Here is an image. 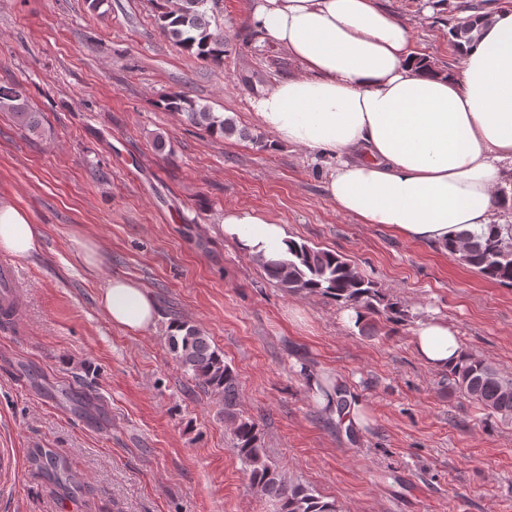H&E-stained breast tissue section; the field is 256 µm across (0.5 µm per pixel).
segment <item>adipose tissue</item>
Here are the masks:
<instances>
[{
    "mask_svg": "<svg viewBox=\"0 0 512 512\" xmlns=\"http://www.w3.org/2000/svg\"><path fill=\"white\" fill-rule=\"evenodd\" d=\"M250 19L299 67L253 98L252 115L277 141L329 158L325 192L342 213L427 245L497 223L499 189L512 178V7H490L452 71L420 62L407 27L378 0H251ZM221 229L260 261L287 259L294 240L249 208L225 210ZM41 241L28 215L0 200V250L25 261ZM101 302L131 334L158 318L128 278L108 281ZM413 343L441 372L463 353L442 319L418 323Z\"/></svg>",
    "mask_w": 512,
    "mask_h": 512,
    "instance_id": "obj_1",
    "label": "adipose tissue"
}]
</instances>
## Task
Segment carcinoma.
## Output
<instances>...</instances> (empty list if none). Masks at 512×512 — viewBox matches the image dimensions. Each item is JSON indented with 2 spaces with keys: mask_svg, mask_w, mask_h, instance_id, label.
Listing matches in <instances>:
<instances>
[{
  "mask_svg": "<svg viewBox=\"0 0 512 512\" xmlns=\"http://www.w3.org/2000/svg\"><path fill=\"white\" fill-rule=\"evenodd\" d=\"M171 9L169 0L159 4L161 31L176 47L198 59L219 64L224 59V30L211 29L204 6L207 0H178ZM480 30L474 24L453 23L448 39L458 50L478 41ZM165 110L183 115L193 127L212 136L224 137L237 132L230 118L215 115L183 91H174L161 100ZM0 109L13 114L18 125L29 131L39 129V113L28 104L20 86L0 85ZM459 264L478 272L496 284L512 287V224L487 233H470L444 246ZM290 257L264 266L269 279L291 295L321 293L340 305L354 309L364 319L385 315L388 322L409 320L407 308L385 300L373 281L363 276L345 258L327 250L295 242ZM168 337L176 363L183 371L221 398L219 414L233 433L238 456L248 467L250 479L278 512H337L333 502L323 501L313 490L284 478L271 465L262 446L257 423L245 416L240 404L239 379L224 362V355L212 345L210 337L185 321L173 325ZM448 389L480 404L491 416L512 421V378L502 376L486 359L473 353L448 371ZM319 395L336 402L344 411L348 406L346 390L340 384L322 385Z\"/></svg>",
  "mask_w": 512,
  "mask_h": 512,
  "instance_id": "cac0c4a2",
  "label": "carcinoma"
}]
</instances>
